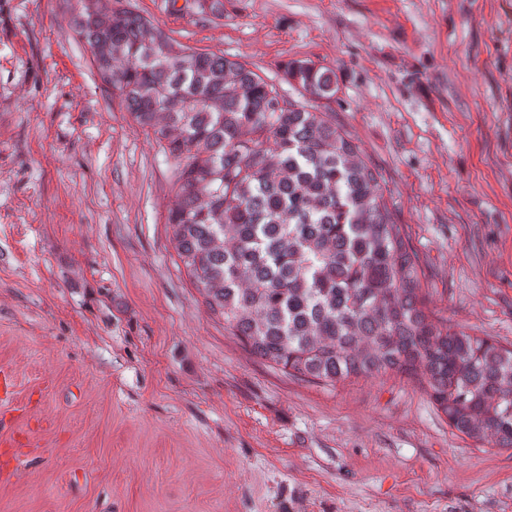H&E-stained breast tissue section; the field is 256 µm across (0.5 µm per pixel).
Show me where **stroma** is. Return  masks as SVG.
<instances>
[{
    "label": "stroma",
    "instance_id": "35a3bbf8",
    "mask_svg": "<svg viewBox=\"0 0 512 512\" xmlns=\"http://www.w3.org/2000/svg\"><path fill=\"white\" fill-rule=\"evenodd\" d=\"M273 80L336 72L435 317L512 344V0H133ZM0 0V512H512V449L452 431L419 376L328 387L224 330L176 264L174 162L70 27Z\"/></svg>",
    "mask_w": 512,
    "mask_h": 512
}]
</instances>
